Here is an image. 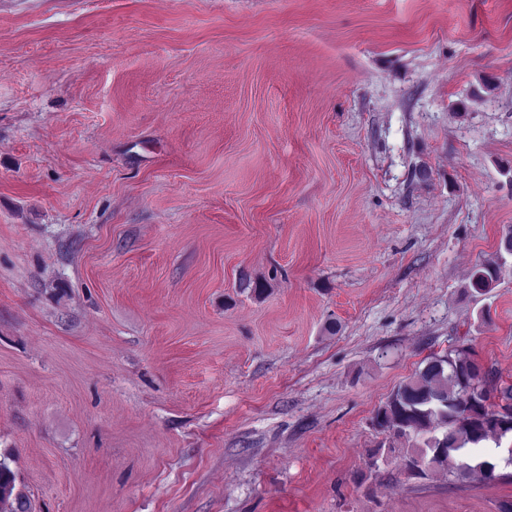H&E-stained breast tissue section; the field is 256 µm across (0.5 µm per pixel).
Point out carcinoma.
<instances>
[{
	"instance_id": "cac0c4a2",
	"label": "carcinoma",
	"mask_w": 512,
	"mask_h": 512,
	"mask_svg": "<svg viewBox=\"0 0 512 512\" xmlns=\"http://www.w3.org/2000/svg\"><path fill=\"white\" fill-rule=\"evenodd\" d=\"M498 279V264L489 260L476 266L471 286L478 293L489 291ZM490 373L495 381L485 391L467 349L433 354L375 410L376 431L396 441L420 443L401 457L409 475L426 478L443 470L459 478L472 472L496 477L497 460L475 449L499 438L512 424V383L501 381L493 368ZM0 508L31 512L30 500L16 489V475L4 458L0 459Z\"/></svg>"
}]
</instances>
